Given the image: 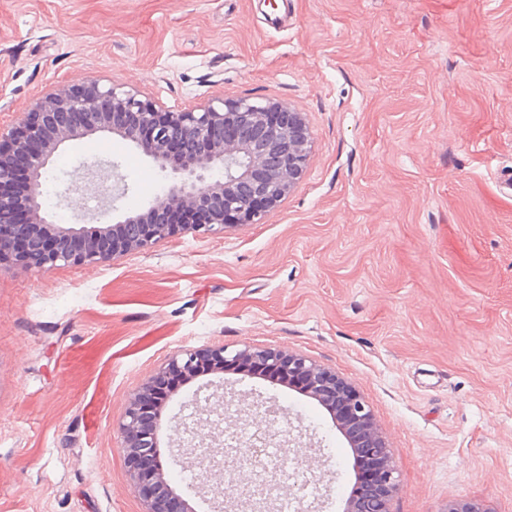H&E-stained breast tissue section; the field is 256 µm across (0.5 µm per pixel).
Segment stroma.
<instances>
[{"mask_svg":"<svg viewBox=\"0 0 512 512\" xmlns=\"http://www.w3.org/2000/svg\"><path fill=\"white\" fill-rule=\"evenodd\" d=\"M94 78L183 111L215 96L303 112L312 146L261 224L179 234L109 266L0 269V512H144L118 423L182 347L300 354L367 401L397 467L388 512H512V0H0V126ZM133 212L162 177L119 137ZM224 431L288 412L277 497L343 512L353 455L316 400L223 374Z\"/></svg>","mask_w":512,"mask_h":512,"instance_id":"1","label":"stroma"}]
</instances>
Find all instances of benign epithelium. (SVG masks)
Instances as JSON below:
<instances>
[{
    "label": "benign epithelium",
    "mask_w": 512,
    "mask_h": 512,
    "mask_svg": "<svg viewBox=\"0 0 512 512\" xmlns=\"http://www.w3.org/2000/svg\"><path fill=\"white\" fill-rule=\"evenodd\" d=\"M95 133H109L140 149L162 175V195L146 208L121 212L126 195L118 165H79L75 180L99 203L83 210L75 224H57L44 204L43 184L59 147ZM311 134L303 113L286 103L214 97L193 110L171 111L132 88L96 81L60 85L38 97L6 129L0 128V268L21 264L47 272L60 265L107 264L132 251L147 250L177 233L209 235L241 224H260L304 177ZM31 174L19 199L3 191L17 170ZM265 369L292 381L327 407L356 455L375 461L372 478L348 501L346 512H388L398 489L397 468L360 392L335 372L305 356L245 345L222 344L174 353L131 398L119 422L122 448L134 491L145 512H191L193 486L177 490L164 479L157 429L169 401L168 378L189 383L229 368ZM276 433L250 437L238 454L251 461L264 453ZM224 430L198 418L181 420L173 442L175 464L201 467L205 458L221 465L215 450Z\"/></svg>",
    "instance_id": "benign-epithelium-1"
}]
</instances>
